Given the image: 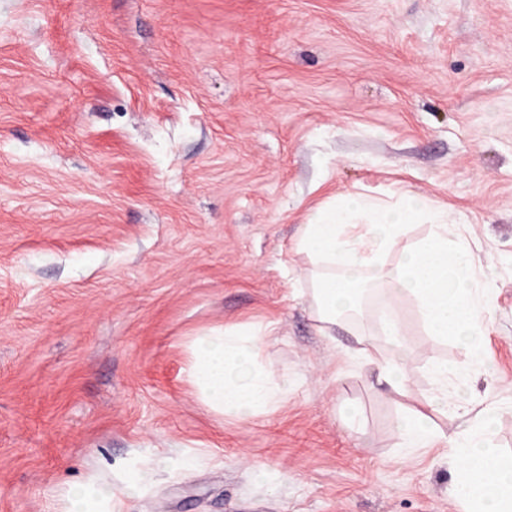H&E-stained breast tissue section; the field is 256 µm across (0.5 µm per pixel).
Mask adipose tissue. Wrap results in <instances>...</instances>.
I'll return each mask as SVG.
<instances>
[{
	"label": "adipose tissue",
	"mask_w": 512,
	"mask_h": 512,
	"mask_svg": "<svg viewBox=\"0 0 512 512\" xmlns=\"http://www.w3.org/2000/svg\"><path fill=\"white\" fill-rule=\"evenodd\" d=\"M430 221L427 234L407 246L397 267L384 271V258L408 226L420 218ZM320 266L314 279L316 317L325 326L353 320L362 308L376 277H383L381 307L387 316L377 323V333L391 349L383 355L374 345L361 348L363 363L393 391L405 389L406 337L394 311L403 295L415 299L424 333L440 343L466 338L474 362L483 360L485 314L491 299L481 289L469 261L465 240H449L448 216L434 209L420 195H404L394 205L370 196L336 201L318 209L296 243ZM269 327L245 332L220 331L198 337L188 376L202 398L219 413L249 416L269 408L288 389L287 375L255 369L237 377L238 367L259 354ZM495 408L485 409L458 433L445 440L426 422L422 413L405 415L398 432L408 448H431L447 442L449 453L460 464L463 512H512V459L495 448L490 431Z\"/></svg>",
	"instance_id": "obj_1"
}]
</instances>
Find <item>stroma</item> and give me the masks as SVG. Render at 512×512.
I'll use <instances>...</instances> for the list:
<instances>
[{
    "mask_svg": "<svg viewBox=\"0 0 512 512\" xmlns=\"http://www.w3.org/2000/svg\"><path fill=\"white\" fill-rule=\"evenodd\" d=\"M398 192L447 209L492 300L479 364L397 300L402 393L321 332L294 248ZM268 324L287 393L203 404L191 340ZM488 406L512 455V0H0V512H66L90 474L117 512H462L447 445L397 425ZM433 374L435 376L437 387L430 398L432 408L448 407V376L454 374V371L448 370V365L435 362L433 364ZM398 432L407 448H431L444 441L443 436L429 427L425 415L420 412L405 415L398 424Z\"/></svg>",
    "mask_w": 512,
    "mask_h": 512,
    "instance_id": "obj_1",
    "label": "stroma"
}]
</instances>
